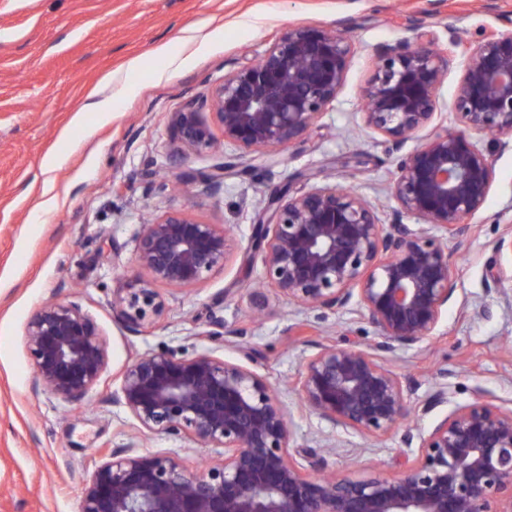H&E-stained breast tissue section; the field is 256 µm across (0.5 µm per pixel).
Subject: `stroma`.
Returning a JSON list of instances; mask_svg holds the SVG:
<instances>
[{
	"label": "stroma",
	"instance_id": "35a3bbf8",
	"mask_svg": "<svg viewBox=\"0 0 512 512\" xmlns=\"http://www.w3.org/2000/svg\"><path fill=\"white\" fill-rule=\"evenodd\" d=\"M339 21L356 51L342 92L307 141L249 154L226 177L223 194L203 195L200 178L232 151L179 152L171 113L260 58L288 28ZM452 26L468 40L512 33V0H0V512H80L101 455L133 437L141 452H165L191 468L221 458V449L185 438L137 435L115 394L122 369L143 352L209 349L234 359L239 347H251L255 370L283 387L297 377L313 342L334 344L349 332L374 344L368 323L304 309L272 291L264 316L253 319L251 291L263 260L249 249L252 226L266 196L284 183L298 192L336 182L391 211L396 156L364 125L360 90L377 49L416 30L444 49ZM164 49L195 54V62L156 79ZM133 57L142 68L129 76L124 65ZM108 82L131 91L114 100L106 118L88 103ZM489 149L496 179L487 203L471 218L467 237L448 243L454 299L433 338L388 363L425 390L437 371L447 372L455 404L470 403L481 389L510 408L512 312L490 284L497 275L511 287L512 271L495 274L488 259L512 228V143ZM52 156L61 163L44 172ZM148 163L167 186L146 202L141 173ZM186 205L202 222L229 226L231 256L200 286L158 285L164 315L130 332L113 316L112 297L126 279L144 274L135 258L142 221ZM53 298L79 302L106 341L107 368L79 405L42 390L25 348L28 320ZM214 316L226 328H245V336L198 338ZM283 397L297 443L338 440L329 458L336 473L395 477L412 454L401 443L403 428L378 440L338 434L294 391Z\"/></svg>",
	"mask_w": 512,
	"mask_h": 512
}]
</instances>
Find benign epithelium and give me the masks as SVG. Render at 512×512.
<instances>
[{
    "mask_svg": "<svg viewBox=\"0 0 512 512\" xmlns=\"http://www.w3.org/2000/svg\"><path fill=\"white\" fill-rule=\"evenodd\" d=\"M353 53L341 22L288 30L259 62L172 113L180 150L212 147L207 105L236 160L303 144L342 91ZM456 64L457 129L424 136L438 117L439 85ZM362 99L365 126L400 153L388 184L393 219L383 222L376 204L331 183L271 192L252 232L263 274L251 297L261 310L264 289L272 288L295 305L374 327L369 348L350 339L318 346L293 388L333 429L377 439L407 416L419 388L383 354L410 350L438 328L456 292L447 239L469 230L495 181L492 160L472 135L512 137V35L464 41L450 26L445 51L419 34L382 47ZM233 167L223 162L204 176L202 193L220 194L224 169ZM405 214L420 223H402ZM229 256L225 227L197 220L188 207L168 211L141 225L136 260L148 277L127 280L112 312L140 332L165 310L156 284L198 286ZM493 264L512 266V230L496 241ZM25 343L38 385L68 403L82 401L107 366L105 341L75 301L42 305L27 322ZM254 361L251 350L228 361L206 349L187 355L165 347L128 363L118 400L139 431L222 448L224 458L191 470L166 453L141 454L134 443L115 448L96 467L81 512H512V407L482 393L455 406L442 372L414 411L453 409L426 432L403 434L415 458L397 477L354 478L327 472L331 446L296 444L288 405L251 368Z\"/></svg>",
    "mask_w": 512,
    "mask_h": 512,
    "instance_id": "1",
    "label": "benign epithelium"
}]
</instances>
